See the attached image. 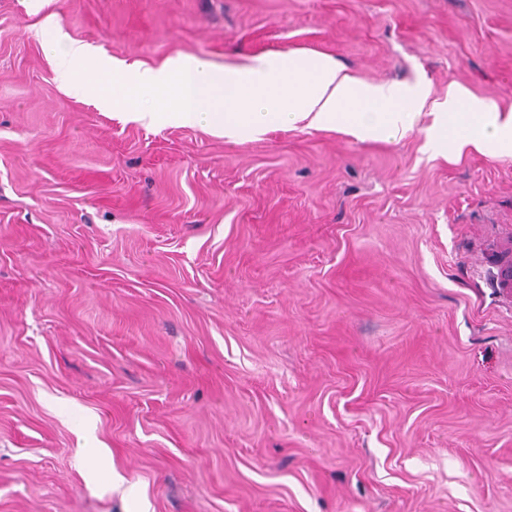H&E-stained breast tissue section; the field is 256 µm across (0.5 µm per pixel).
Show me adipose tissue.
Instances as JSON below:
<instances>
[{"instance_id":"ef3b65f1","label":"adipose tissue","mask_w":512,"mask_h":512,"mask_svg":"<svg viewBox=\"0 0 512 512\" xmlns=\"http://www.w3.org/2000/svg\"><path fill=\"white\" fill-rule=\"evenodd\" d=\"M43 25L45 51L67 60L59 73L62 83L84 92L74 71L86 64L113 75L102 105L132 108L133 119L145 125H202L235 143L299 126L335 130L361 142H392L418 127L438 154L471 146L492 158L512 157V112L459 91L449 92L443 110L423 126L416 105L428 93L424 85L363 82L326 54L268 53L221 69L177 55L155 68L120 69L112 57L90 56L84 45L65 38L53 18Z\"/></svg>"}]
</instances>
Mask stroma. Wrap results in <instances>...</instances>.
<instances>
[{
  "label": "stroma",
  "mask_w": 512,
  "mask_h": 512,
  "mask_svg": "<svg viewBox=\"0 0 512 512\" xmlns=\"http://www.w3.org/2000/svg\"><path fill=\"white\" fill-rule=\"evenodd\" d=\"M333 56L512 112V0H0V512H512V158L73 96ZM48 35L44 41V49L49 55H63L67 60V65L62 68L59 78L62 83L70 86L76 93H82L86 90L84 84H78L74 80V70L85 64H91L93 69L105 75H111L116 70L114 58L109 56L89 55L87 49L81 43L65 38V35L57 30L55 20L48 17L44 20Z\"/></svg>",
  "instance_id": "35a3bbf8"
}]
</instances>
